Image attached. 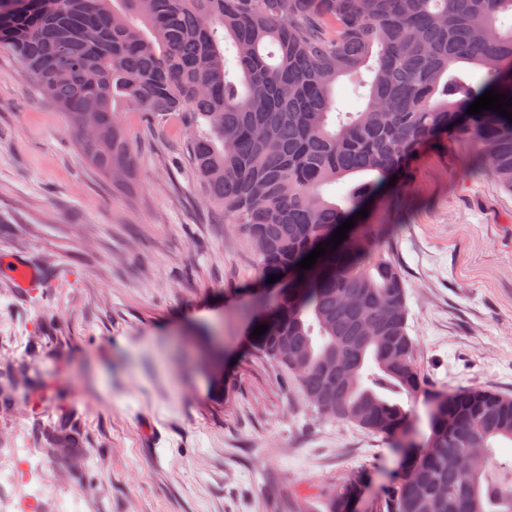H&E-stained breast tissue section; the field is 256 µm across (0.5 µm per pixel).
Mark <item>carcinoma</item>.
Here are the masks:
<instances>
[{
  "label": "carcinoma",
  "mask_w": 512,
  "mask_h": 512,
  "mask_svg": "<svg viewBox=\"0 0 512 512\" xmlns=\"http://www.w3.org/2000/svg\"><path fill=\"white\" fill-rule=\"evenodd\" d=\"M512 0H0V48L81 132L83 160L115 185L137 157L125 105L170 117L204 200L241 226L264 278L255 348L298 384L316 412L373 434L409 429L403 402L426 390L412 362L405 280L360 243L361 224L312 268L297 264L333 237L421 149L474 138L478 162L512 192V120L467 111L487 90L512 97ZM369 69L360 112L335 111L334 89ZM347 184L341 201L324 188ZM82 447L70 414L41 433ZM474 455L478 464L457 461ZM353 469L325 495L352 512L370 484ZM382 512H512V396L480 387L429 393L427 431L400 453Z\"/></svg>",
  "instance_id": "cac0c4a2"
}]
</instances>
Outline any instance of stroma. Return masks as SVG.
<instances>
[{"mask_svg":"<svg viewBox=\"0 0 512 512\" xmlns=\"http://www.w3.org/2000/svg\"><path fill=\"white\" fill-rule=\"evenodd\" d=\"M138 160L127 187L88 167L62 111L0 49V256L48 274L30 295L0 278V371L18 389L0 440L37 447L42 483L108 512H298L352 469L378 512L394 440L321 418L250 344L263 284L238 225L206 204L176 122L121 114ZM473 138L425 149L366 223L407 288L413 360L426 384L512 395V192ZM71 413L90 457L36 437Z\"/></svg>","mask_w":512,"mask_h":512,"instance_id":"1","label":"stroma"}]
</instances>
